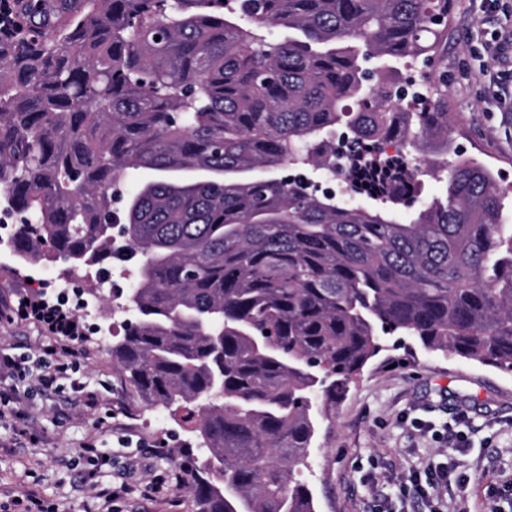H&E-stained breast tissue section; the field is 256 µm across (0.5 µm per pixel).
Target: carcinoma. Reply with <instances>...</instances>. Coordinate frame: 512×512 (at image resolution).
I'll return each mask as SVG.
<instances>
[{
    "instance_id": "carcinoma-1",
    "label": "carcinoma",
    "mask_w": 512,
    "mask_h": 512,
    "mask_svg": "<svg viewBox=\"0 0 512 512\" xmlns=\"http://www.w3.org/2000/svg\"><path fill=\"white\" fill-rule=\"evenodd\" d=\"M449 0H15L0 33L9 247L137 277L112 343L129 393L207 450L196 512H315L296 474L317 417L395 333L512 372V225L493 171L448 161L446 85L401 107V67L448 37ZM160 39H155V36ZM381 174L393 138L448 170L345 205L282 166L339 172L336 129ZM400 211L409 223L396 218ZM224 462L215 474L212 459Z\"/></svg>"
}]
</instances>
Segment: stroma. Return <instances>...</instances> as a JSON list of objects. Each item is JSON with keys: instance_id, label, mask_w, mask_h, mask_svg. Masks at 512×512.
<instances>
[{"instance_id": "obj_1", "label": "stroma", "mask_w": 512, "mask_h": 512, "mask_svg": "<svg viewBox=\"0 0 512 512\" xmlns=\"http://www.w3.org/2000/svg\"><path fill=\"white\" fill-rule=\"evenodd\" d=\"M482 11L478 0H453L448 49L434 62L448 75L453 145L495 173L510 198L512 225V0ZM498 39L490 59L485 45ZM14 223H0V297L24 287L55 298L85 293L95 275L46 261L18 264L7 246ZM86 355L78 373L87 389L112 403L114 418L86 411L64 392L34 391L33 436L0 427V502L24 487L60 512H102L99 492L112 490L114 512H194L191 478L204 457L168 412L136 402L112 365V341L125 316L111 302L81 308ZM47 339L28 321L0 320V344L37 358ZM97 435L107 461L77 463L87 436ZM448 464L453 477L438 493L439 512H486L493 488L512 481V373L425 350L408 336H389L346 395L321 419L300 477L315 512H429L428 499L401 494L426 465ZM167 477L164 494L144 488ZM464 483H457V476Z\"/></svg>"}]
</instances>
